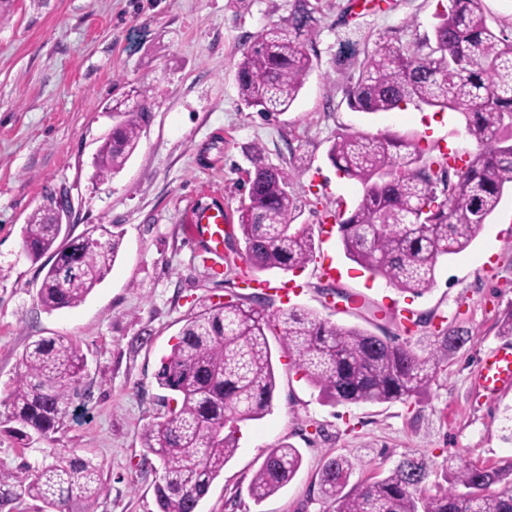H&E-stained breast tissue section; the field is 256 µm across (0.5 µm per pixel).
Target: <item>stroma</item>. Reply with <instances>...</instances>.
Here are the masks:
<instances>
[{
  "label": "stroma",
  "instance_id": "stroma-1",
  "mask_svg": "<svg viewBox=\"0 0 512 512\" xmlns=\"http://www.w3.org/2000/svg\"><path fill=\"white\" fill-rule=\"evenodd\" d=\"M292 0H0V401L28 343L63 336L87 358L81 396L49 445L99 464L105 491L96 512H157L160 464L145 455L142 433L163 419L170 394L155 376L185 320L202 308L254 292L235 226L247 196L250 149L292 174L296 225L313 229L315 258L291 273L299 296H265L271 309L292 307L358 326L416 352L430 351L438 330L465 336L446 370L407 401L332 405L283 357L277 336V388L271 414L241 426L239 448L213 482L200 512H327L318 490L324 461L356 459L352 482L384 477L404 455L428 465L427 494L447 487L449 462L498 466L512 459V386L497 394L478 384L481 358L512 336L499 333L512 308V194L463 252L442 259L430 290L416 296L390 286L346 258L339 231L321 233L325 216L351 208L362 193L338 174L327 152L351 130L419 140L425 157L438 141L458 152L476 144L457 112L407 104L377 114L349 108L345 89L379 36L403 45L430 35L441 0H320L306 43L312 69L292 108L266 117L239 96L236 64L260 31L284 24ZM146 88L151 112L137 151L118 175L93 179L94 154L112 130L109 105ZM73 205L66 230L119 225L124 237L105 279L80 306L45 310L37 300L40 263L23 249L21 227L48 198ZM221 197L234 229L224 242L235 264L213 270L189 234L204 195ZM334 276H322V260ZM355 295L367 306L348 304ZM421 323L405 329L401 310ZM288 443L303 463L293 480L261 504L251 479L268 449Z\"/></svg>",
  "mask_w": 512,
  "mask_h": 512
}]
</instances>
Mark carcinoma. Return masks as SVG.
Returning <instances> with one entry per match:
<instances>
[{
	"label": "carcinoma",
	"mask_w": 512,
	"mask_h": 512,
	"mask_svg": "<svg viewBox=\"0 0 512 512\" xmlns=\"http://www.w3.org/2000/svg\"><path fill=\"white\" fill-rule=\"evenodd\" d=\"M318 3L293 0L288 25L262 30L237 63L239 95L262 114L288 112L312 64L305 38ZM350 108L369 114L414 103L459 112L477 144L461 169L435 176L432 162L413 139L391 134L341 132L328 158L343 176L362 186L349 212L336 214L348 259L394 288L421 295L435 280L438 262L466 250L486 220L512 191V36L493 25L483 0H448L432 36L404 47L377 38L346 90ZM123 119L112 126L94 158L95 177L118 174L135 153L141 123L150 112L146 90L112 106ZM247 198L239 209L245 255L257 272H287L313 260L305 226L292 223L296 204L288 192L292 174L251 149ZM443 185L437 195V185ZM62 225L37 209L21 228L30 259L45 273L38 299L48 311L74 308L112 270L123 234L107 231L101 247L76 238L58 241ZM77 261L83 272L61 280L57 263ZM280 337L292 366L332 404L391 403L417 396L448 358V333L435 336L426 355L358 326L329 322L305 310L269 311L258 299L233 298L185 320L178 341L156 374L174 406L142 434L145 454L159 459L158 512H199L212 483L238 449L240 424L270 414L277 387L268 334ZM86 367L79 345L62 336L40 337L22 355L7 400L11 436L27 446L56 432L78 395ZM50 461L16 474L0 472V508L20 498L37 512H96L104 493L99 468L73 452L54 449ZM302 464L290 444L272 448L256 470L250 494L259 504L286 487ZM357 462L328 458L319 493L332 512H512V460L496 468L448 464L449 488L427 495L428 467L406 456L388 474L349 485Z\"/></svg>",
	"instance_id": "obj_1"
}]
</instances>
